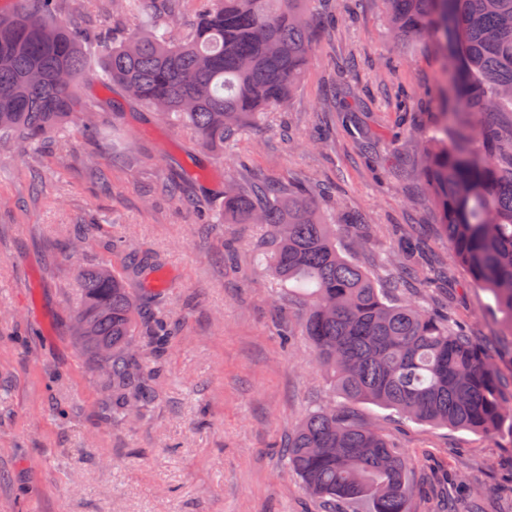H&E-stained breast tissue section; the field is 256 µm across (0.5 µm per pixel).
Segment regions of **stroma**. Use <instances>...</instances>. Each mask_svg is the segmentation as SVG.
<instances>
[{
    "instance_id": "obj_1",
    "label": "stroma",
    "mask_w": 512,
    "mask_h": 512,
    "mask_svg": "<svg viewBox=\"0 0 512 512\" xmlns=\"http://www.w3.org/2000/svg\"><path fill=\"white\" fill-rule=\"evenodd\" d=\"M333 5V24L318 0L308 6L315 53L288 104L225 141L223 160L92 81L83 86L88 97L120 103L121 115L103 119L133 156L75 126L39 149L0 154V512H318L284 444L299 419L334 403V392L310 341L298 336L285 346L277 334L303 311L283 299L261 262L268 231L197 222L195 202L219 207L230 177L296 178L319 192L325 213L365 214L368 237L350 226L340 244L384 280L399 239H418L420 270L431 279L421 303L447 311L512 376V334L492 296L450 259L418 171L421 144L443 109L442 57L430 41L395 40L383 0ZM70 17L118 37L137 22L109 0H87ZM347 58L354 70L338 73ZM171 171L194 202L162 191ZM126 231L134 251L112 253L110 240ZM80 235L88 248L70 255ZM146 254L161 262L159 291L177 333L157 363L147 415L107 426L97 371L69 332L77 270L131 267ZM356 411L421 474L413 512H436L449 496L465 512L471 489L484 512H512V435L405 425L371 404Z\"/></svg>"
}]
</instances>
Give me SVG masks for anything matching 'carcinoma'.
<instances>
[{
    "mask_svg": "<svg viewBox=\"0 0 512 512\" xmlns=\"http://www.w3.org/2000/svg\"><path fill=\"white\" fill-rule=\"evenodd\" d=\"M124 0L138 29L117 41L60 18L74 0H15L0 12V148L41 144L71 124L108 134L101 102L78 95L79 82L117 87L125 98L183 131L200 150L224 155V141L258 114L283 107L309 64L315 33L306 0ZM394 35L439 38L449 56L440 113L421 175L438 207L450 258L489 292L512 332V0H385ZM477 116L481 149L459 114ZM219 224H261L271 232L263 262L304 303L288 335L306 336L343 403L307 413L288 437L287 464L321 512H411L410 458L351 409L370 403L409 423L449 426L487 437L506 412L505 381L481 347L448 314L401 297L404 280L379 286L339 247L342 225L328 219L301 182L277 186L229 180ZM416 243L389 262L429 280L412 263ZM80 301L71 334L97 367L110 403L106 425L144 415L154 396L143 347L160 349L167 319L141 324L136 289L104 263L78 269Z\"/></svg>",
    "mask_w": 512,
    "mask_h": 512,
    "instance_id": "cac0c4a2",
    "label": "carcinoma"
}]
</instances>
